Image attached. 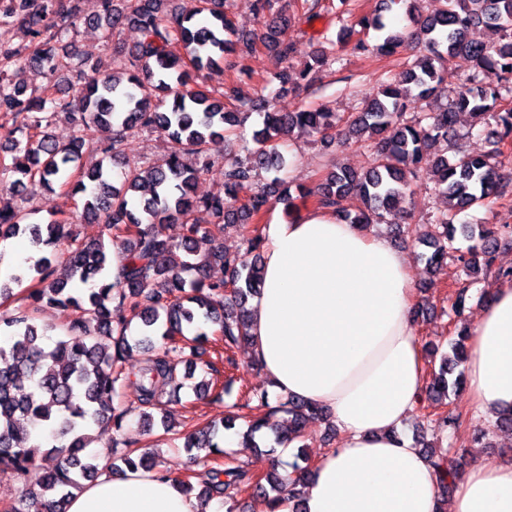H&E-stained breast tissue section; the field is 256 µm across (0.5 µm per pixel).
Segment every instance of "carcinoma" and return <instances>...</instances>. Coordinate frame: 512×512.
<instances>
[{
	"mask_svg": "<svg viewBox=\"0 0 512 512\" xmlns=\"http://www.w3.org/2000/svg\"><path fill=\"white\" fill-rule=\"evenodd\" d=\"M279 0H253L258 27L243 32L235 27L225 0H196L182 12L174 0H100L98 14L82 15L81 0H0V22L23 29L28 43L22 47L0 44V115L10 126L7 139L10 158L0 157V172L16 179L3 186L49 187L56 183L71 196H80L85 224H101L110 235L122 238L125 263L119 280L112 281V256L103 237L83 239L58 220L46 224L26 221V214L0 209V238L19 233L30 235L33 244L52 249L32 266L34 275L27 299L65 313L63 334L47 350L48 328L38 324L29 308L19 305L0 314V465L19 473L25 484L7 512H26L29 501H38L44 512H67L72 491L82 488L104 472L121 474L127 469L164 474L152 451L135 450L116 456L87 453L94 441L90 425L110 422L121 429L132 409L118 401L122 390L137 393L138 423L149 432L155 425L150 409L157 406L175 378L180 363H191L198 345L209 341L212 326L224 337V348L250 345L249 300L259 294L262 282V252L265 238L253 229L249 243L257 251L254 261L243 263L224 248L213 230L197 223L194 212L204 208L219 224L258 221L273 204L294 207L285 182L274 177L255 186L259 171L278 172L285 160L280 139L298 131L318 135L323 142H364L372 163L357 172L344 166L330 171L312 189L298 190L303 201L313 200L317 209L335 215L347 224L365 228L384 220L396 225L418 205L411 181L422 167L433 172L436 198L443 210L423 225L417 244L430 250L422 254L429 264L457 261L465 278L454 283L448 310L450 321L461 318L472 286L471 277L492 265L493 253L512 243V229L501 231L488 224L456 225L464 211L485 207L497 196L503 179V147L512 144V0H439L440 8L426 12L422 0H383L382 11L404 10L406 25L396 30L383 15L362 17L356 25L343 24L336 38L324 37L312 55V63L300 74L283 68L276 72L281 87H311L315 75L336 58V49L354 34L359 51L369 43L364 36L378 33L376 51L391 54L402 49L406 58L401 70L376 94L362 99L359 111L341 121L324 107H304L295 112L263 110L262 126L253 131L254 148L248 158H227L217 172L224 180V196L198 198L193 194L197 179L207 165L184 161L191 154L206 155L216 138L244 125L258 110L246 103L237 87L225 82L217 87L199 83L200 76L224 67L247 73L245 56L261 45L282 64L294 53L290 38L291 16L275 9ZM104 29L111 35L134 26L140 39L128 51L114 47L117 68L100 75L83 65H72L75 53L62 48L80 22ZM479 28L500 33L496 42L474 37ZM184 46L183 55L171 50L173 42ZM29 68L50 76L38 87L14 84L11 67ZM448 87V103L439 111H406V100L428 101L441 85ZM64 112L80 135L60 145L42 131L44 113ZM467 113L473 125L488 128L491 149L473 154L453 146L452 154L431 155L429 149L448 141L460 114ZM111 132L97 141L103 159L116 161L127 137L139 129H153L171 143L165 159L136 172H113L104 164L87 169L76 165L82 148L94 133ZM356 193L364 209L347 212L343 200ZM180 224L181 242L172 241L166 225ZM475 241L465 252L454 246L456 234ZM67 245L66 277L54 276L53 249ZM206 244L208 248L200 249ZM224 267V279L213 281L209 271ZM168 342L161 353L137 371L123 365V352L132 347H151L153 338ZM468 336L459 331L448 340L451 354L436 359L425 389L426 400L435 409L427 429L444 434L455 430L460 415L448 409V392L464 384L462 375H448L468 356ZM252 399L240 404L248 410V427L242 446L258 448L265 418L251 415ZM288 428L281 442L299 444L306 424L329 423L327 412L300 399L288 398L282 406ZM234 425L227 416L220 425L210 423L184 435V447L206 450L212 462L210 481L196 494L200 512L228 491L247 492L256 503L274 510L283 494L300 502L309 465H294V474L277 470L254 476L238 465L222 462L223 430ZM440 477L441 496L453 490L457 463L432 445L420 442ZM54 456L56 465L41 470L43 454Z\"/></svg>",
	"mask_w": 512,
	"mask_h": 512,
	"instance_id": "carcinoma-1",
	"label": "carcinoma"
}]
</instances>
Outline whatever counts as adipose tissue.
<instances>
[{"mask_svg": "<svg viewBox=\"0 0 512 512\" xmlns=\"http://www.w3.org/2000/svg\"><path fill=\"white\" fill-rule=\"evenodd\" d=\"M264 235L250 355L272 393L323 405L342 435L304 486L306 512H435L439 477L400 434L426 385L405 254L315 209ZM467 333L475 408L512 409V282L496 285ZM68 512H196V501L174 477L130 470L75 491ZM448 512H512V464L470 467Z\"/></svg>", "mask_w": 512, "mask_h": 512, "instance_id": "obj_1", "label": "adipose tissue"}]
</instances>
